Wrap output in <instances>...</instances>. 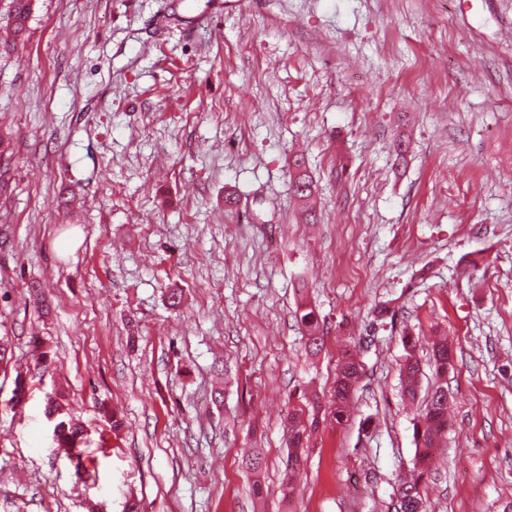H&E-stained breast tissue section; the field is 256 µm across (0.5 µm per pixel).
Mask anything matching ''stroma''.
<instances>
[{"label":"stroma","mask_w":512,"mask_h":512,"mask_svg":"<svg viewBox=\"0 0 512 512\" xmlns=\"http://www.w3.org/2000/svg\"><path fill=\"white\" fill-rule=\"evenodd\" d=\"M1 133L0 512H395L406 332L421 392L431 341L454 350L427 512H512V0H35L0 39ZM348 356L350 420L311 433L283 500L285 420ZM294 172L291 175V192L295 200L301 205V214L306 223H314L316 215L312 204L314 195L313 181L307 172L305 161L302 157L295 156L293 159ZM299 319L307 335V351L318 353L324 346V330L316 309L307 304L300 307ZM66 406L59 399L50 396L47 400L46 414L49 417L54 415L58 417L59 422L55 427L57 448L63 450L70 461L74 462L76 459L75 465L80 471L83 455L80 448L86 444L84 427L70 416Z\"/></svg>","instance_id":"stroma-1"}]
</instances>
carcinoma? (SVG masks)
<instances>
[{
  "label": "carcinoma",
  "mask_w": 512,
  "mask_h": 512,
  "mask_svg": "<svg viewBox=\"0 0 512 512\" xmlns=\"http://www.w3.org/2000/svg\"><path fill=\"white\" fill-rule=\"evenodd\" d=\"M32 0H11L9 25L15 37L24 36L27 22L31 14ZM294 172L291 175V192L301 205V214L305 222L316 220L312 197L313 181L307 172L303 158L293 159ZM299 319L307 335V351L317 353L324 346V330L321 326L316 309L308 305L300 307ZM451 350L448 344L440 341L432 345L429 361L436 375L443 377L448 374V359ZM421 366L412 355H407L400 367L402 394L413 400L418 395ZM361 379L360 364L348 358L342 361L336 373L333 400V417L336 421L343 420L348 408L354 400L357 385ZM46 414L57 416L59 422L55 427L57 448L64 451L70 461L76 462V468L82 466L81 447L85 445L84 427L74 420L66 408V404L52 396L48 397ZM292 428L288 436V461L283 472L282 487L284 498H289L294 491V483L306 460L307 431L314 430L319 424L317 414H312L310 423L303 424V415L294 412L288 417ZM448 430V392L444 384H439L428 395L421 421L413 424L415 442V467L417 475L411 480H402L398 484V503L396 512H425L424 490L422 482L428 473V461Z\"/></svg>",
  "instance_id": "1"
}]
</instances>
